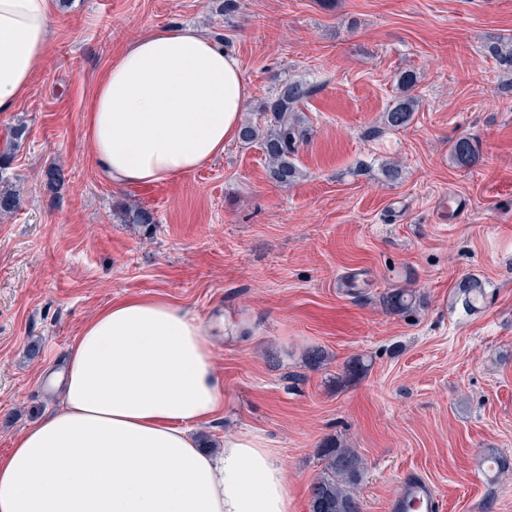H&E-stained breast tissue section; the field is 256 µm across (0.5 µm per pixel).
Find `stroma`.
I'll list each match as a JSON object with an SVG mask.
<instances>
[{
	"instance_id": "35a3bbf8",
	"label": "stroma",
	"mask_w": 512,
	"mask_h": 512,
	"mask_svg": "<svg viewBox=\"0 0 512 512\" xmlns=\"http://www.w3.org/2000/svg\"><path fill=\"white\" fill-rule=\"evenodd\" d=\"M62 0L44 63L10 112L0 189V455L60 398L84 324L112 300H169L209 328L224 409L199 438L262 434L280 452L297 512L323 445L357 449L361 512H389L406 475L441 512H512V88L487 48L512 38V0ZM186 24L235 57L242 117L289 77L317 84L295 183L272 182L259 144L235 140L174 179L119 188L95 165L85 114L114 57ZM411 71L406 127L384 114ZM23 129L14 137V129ZM477 138L479 164L449 146ZM402 169L399 183L381 167ZM68 183L50 190L44 173ZM144 207L155 224H129ZM485 284L477 309L461 279ZM414 293L410 312L383 298ZM38 356H31V348ZM320 350L321 364L309 355ZM366 374L345 380L356 357ZM450 157L458 168L475 167L481 157L479 142L469 136H459L450 146Z\"/></svg>"
}]
</instances>
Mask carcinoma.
<instances>
[{
    "mask_svg": "<svg viewBox=\"0 0 512 512\" xmlns=\"http://www.w3.org/2000/svg\"><path fill=\"white\" fill-rule=\"evenodd\" d=\"M501 71L512 85V40H501L488 47ZM416 76L410 71L401 73L399 86L403 94L394 99L385 113L386 124L392 128L406 126L418 106L416 98L408 94ZM315 92L314 85L304 79L288 78L278 84L272 96L258 104L256 112L262 121L251 120L242 124L240 139L251 144L259 143L267 161L269 178L279 184H292L301 176L295 163L299 144L306 136L305 120L300 106ZM454 165L471 169L481 157L479 142L469 136L456 138L450 146ZM463 304L470 310L483 299V282L467 276L458 284ZM387 308L394 312H406L413 306V295L407 289L396 288L384 298ZM325 460L323 476L313 485L311 512H360L354 489L362 478V466L355 449L342 445H329L322 449Z\"/></svg>",
    "mask_w": 512,
    "mask_h": 512,
    "instance_id": "obj_1",
    "label": "carcinoma"
}]
</instances>
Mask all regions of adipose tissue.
<instances>
[{"instance_id": "ef3b65f1", "label": "adipose tissue", "mask_w": 512, "mask_h": 512, "mask_svg": "<svg viewBox=\"0 0 512 512\" xmlns=\"http://www.w3.org/2000/svg\"><path fill=\"white\" fill-rule=\"evenodd\" d=\"M55 0H0V112L41 65ZM249 96L237 59L197 29L133 42L98 85L87 124L97 166L118 186L191 172L239 135ZM52 385L60 410L0 456V512H293L288 471L261 435L198 448L194 424L224 407L203 322L129 296L82 328Z\"/></svg>"}]
</instances>
